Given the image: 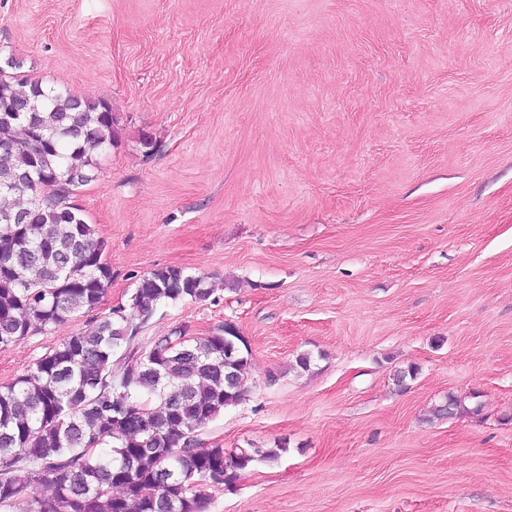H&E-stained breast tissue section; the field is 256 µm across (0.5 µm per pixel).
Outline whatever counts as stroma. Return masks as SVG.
I'll return each mask as SVG.
<instances>
[{
  "mask_svg": "<svg viewBox=\"0 0 512 512\" xmlns=\"http://www.w3.org/2000/svg\"><path fill=\"white\" fill-rule=\"evenodd\" d=\"M0 53L117 116L74 199L106 307L158 267L214 285L134 346L250 344L206 438L281 454L206 512H512V0H0ZM84 326L0 349V384Z\"/></svg>",
  "mask_w": 512,
  "mask_h": 512,
  "instance_id": "obj_1",
  "label": "stroma"
}]
</instances>
